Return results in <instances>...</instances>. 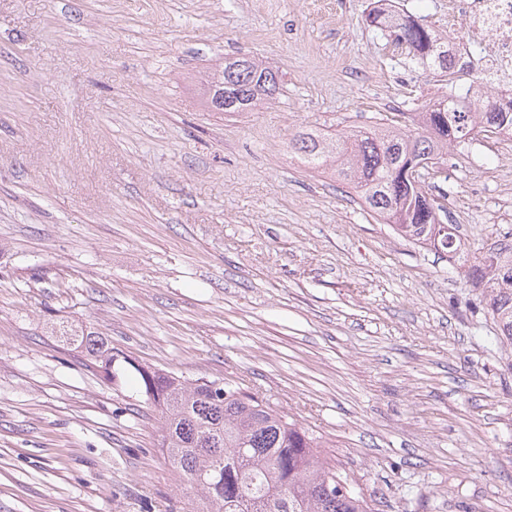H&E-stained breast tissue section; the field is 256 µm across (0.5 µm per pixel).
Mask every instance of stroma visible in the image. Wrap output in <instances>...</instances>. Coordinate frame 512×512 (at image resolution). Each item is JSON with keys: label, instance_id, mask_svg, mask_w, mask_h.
I'll return each mask as SVG.
<instances>
[{"label": "stroma", "instance_id": "obj_1", "mask_svg": "<svg viewBox=\"0 0 512 512\" xmlns=\"http://www.w3.org/2000/svg\"><path fill=\"white\" fill-rule=\"evenodd\" d=\"M371 0H0V512H180L157 414L69 344L232 376L322 432L376 512H512V342L458 260L288 141L446 92ZM247 54L274 99L208 111ZM450 150L442 220L512 239V154Z\"/></svg>", "mask_w": 512, "mask_h": 512}]
</instances>
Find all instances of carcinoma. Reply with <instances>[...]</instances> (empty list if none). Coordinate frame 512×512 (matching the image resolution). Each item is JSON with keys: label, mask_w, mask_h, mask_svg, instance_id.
I'll return each instance as SVG.
<instances>
[{"label": "carcinoma", "mask_w": 512, "mask_h": 512, "mask_svg": "<svg viewBox=\"0 0 512 512\" xmlns=\"http://www.w3.org/2000/svg\"><path fill=\"white\" fill-rule=\"evenodd\" d=\"M370 25L393 35L409 59L436 77L453 79L448 41L424 20L378 0ZM465 96L454 92L417 113V131L372 127L331 133L305 129L288 148L304 166L329 169L354 186L365 206L404 238L456 257L463 243L443 224L445 205L425 190L426 178L447 174L449 148L478 135L512 138V112L484 109L492 100L480 79ZM279 91L278 74L247 56L224 58L206 82L207 104L224 114L250 112ZM464 276L483 289L501 335L512 341V242H493L463 263ZM69 340L116 384L130 369L140 392L162 420L159 445L180 483L194 495L192 512H371L364 495L339 488L343 474L322 455L323 437L269 401L230 380L188 379L136 365L113 351L99 332Z\"/></svg>", "instance_id": "obj_1"}]
</instances>
